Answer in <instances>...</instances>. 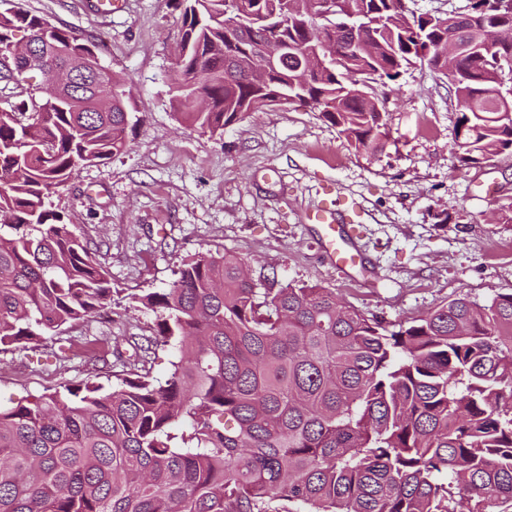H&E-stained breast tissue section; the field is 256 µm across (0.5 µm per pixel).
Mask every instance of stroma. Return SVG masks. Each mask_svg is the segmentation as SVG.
Masks as SVG:
<instances>
[{"label":"stroma","instance_id":"obj_1","mask_svg":"<svg viewBox=\"0 0 512 512\" xmlns=\"http://www.w3.org/2000/svg\"><path fill=\"white\" fill-rule=\"evenodd\" d=\"M93 43L126 81L128 149L79 166L53 208L104 267L112 300L65 328L73 352L0 349V401L22 402L67 383L112 387L122 357L153 335L142 296L169 288L186 260L230 251L252 276L329 288L348 305L409 322L441 302L478 303L512 293V223L493 220L512 202V153L464 163L448 85L426 64L404 68L376 93L390 118L383 150L357 151L317 109L297 101L264 108L224 133L190 130L177 113L181 39L172 0H127L95 14L91 0H0ZM47 99L39 71L0 84V108L32 112ZM357 202L347 229L354 266H332L306 213L321 201Z\"/></svg>","mask_w":512,"mask_h":512}]
</instances>
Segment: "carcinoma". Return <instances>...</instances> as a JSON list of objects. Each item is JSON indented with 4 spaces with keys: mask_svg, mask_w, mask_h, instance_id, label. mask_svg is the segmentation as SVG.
<instances>
[{
    "mask_svg": "<svg viewBox=\"0 0 512 512\" xmlns=\"http://www.w3.org/2000/svg\"><path fill=\"white\" fill-rule=\"evenodd\" d=\"M227 0H175L181 13L179 115L191 129L222 132L262 97L228 58L253 44L225 26ZM256 15L278 8L277 35L311 47L323 38L351 65L319 72L309 94L321 117L377 151L388 114L365 95L417 59L448 81L462 112V159L512 149V111L486 93L512 81V43L491 9L468 20L416 13L406 0H247ZM355 12L374 23L358 42L341 26ZM93 47L21 10L0 14V46L14 32ZM478 36L483 55L448 59V39ZM209 108L194 103L200 71ZM82 81L125 90L99 63ZM93 95L47 99L32 113L0 111V345L37 346L111 301L107 272L52 209L80 164L125 152L130 96L94 111ZM230 252H200L170 288L142 299L158 315L148 345L171 346L163 379L135 346L110 391L71 383L0 405V512H496L512 507V294L486 304L443 302L410 322H388L318 286L276 287L244 273Z\"/></svg>",
    "mask_w": 512,
    "mask_h": 512,
    "instance_id": "obj_1",
    "label": "carcinoma"
}]
</instances>
